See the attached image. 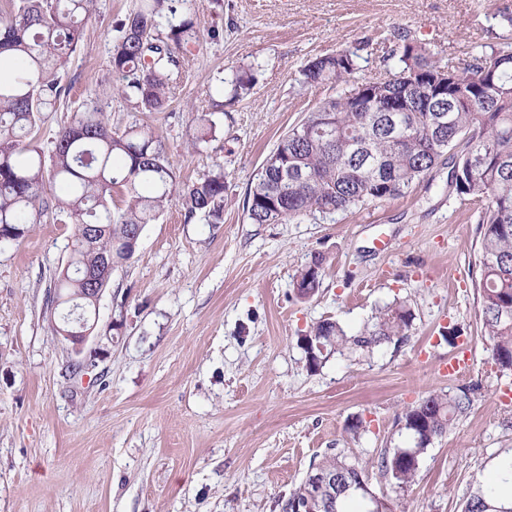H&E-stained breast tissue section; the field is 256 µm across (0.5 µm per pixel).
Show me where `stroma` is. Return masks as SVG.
Masks as SVG:
<instances>
[{"label":"stroma","mask_w":512,"mask_h":512,"mask_svg":"<svg viewBox=\"0 0 512 512\" xmlns=\"http://www.w3.org/2000/svg\"><path fill=\"white\" fill-rule=\"evenodd\" d=\"M140 3L97 0L64 75L69 93L33 142L50 150L93 105L112 128L151 126L180 182L223 168L224 221H189L168 203L113 271L85 345L96 363L76 375L49 302L72 224L49 213L0 246V512H282L333 454L359 461L396 512H462L512 455V372L490 359L479 318L475 206L449 195L444 165L404 197L279 224L250 223L247 193L280 138L337 94L305 84L308 60L405 32L440 64L458 63L482 45L512 47V0H187L205 38L151 113L116 92L110 66L115 24ZM243 66L252 93L213 112L210 86ZM205 112L219 133L195 147ZM318 254L322 285L298 300L293 278ZM397 299L415 315L406 341L308 369L299 338L313 325L353 333ZM451 326L474 354L453 379L438 371L456 353L441 337ZM462 389L470 410L394 490L376 461L402 442L398 416ZM356 417L367 427L358 438L345 430Z\"/></svg>","instance_id":"1"}]
</instances>
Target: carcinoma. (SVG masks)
Returning a JSON list of instances; mask_svg holds the SVG:
<instances>
[{
	"label": "carcinoma",
	"instance_id": "cac0c4a2",
	"mask_svg": "<svg viewBox=\"0 0 512 512\" xmlns=\"http://www.w3.org/2000/svg\"><path fill=\"white\" fill-rule=\"evenodd\" d=\"M97 0H17L0 17V69L12 78L0 83V236L18 242L37 217L66 214L74 227L67 269L52 298L89 287L88 269L100 253L122 264L135 253L129 238L153 222L174 197L186 221L219 224L224 213V169L199 181H177L160 137L148 126L114 130L98 108L74 114L56 133L45 164L44 151L30 139L40 116L53 111L65 92L67 64L96 12ZM186 0H142L128 14L112 45V72L121 91L145 112L163 109L179 66L178 54L199 46L200 31L185 13L169 31L158 18L174 16ZM359 55L342 49L303 68L305 82L345 84L349 89L319 103L266 158L249 188L248 218L278 224L318 214L345 212L368 203L407 195L443 161L448 187L477 205L481 224L480 317L487 351L502 371H512V50L483 48L462 66L440 65L425 45L400 33L384 60L396 65L364 83H353ZM233 98L251 94L255 77L241 67L229 81ZM447 121L437 124L440 115ZM209 114L198 118L194 142L216 137ZM59 191L45 195V182ZM123 188V208L112 210V193ZM323 258L297 271L293 290L300 299L321 285ZM414 313L405 302L387 305L355 335L323 320L300 337L307 367L315 372L331 354L371 353L402 343ZM473 404L471 392L428 395L399 417L410 445L390 448L378 470L400 490L414 481L433 441ZM349 481H368L365 469L342 456L312 466ZM462 512H512L492 488L478 485Z\"/></svg>",
	"mask_w": 512,
	"mask_h": 512
}]
</instances>
